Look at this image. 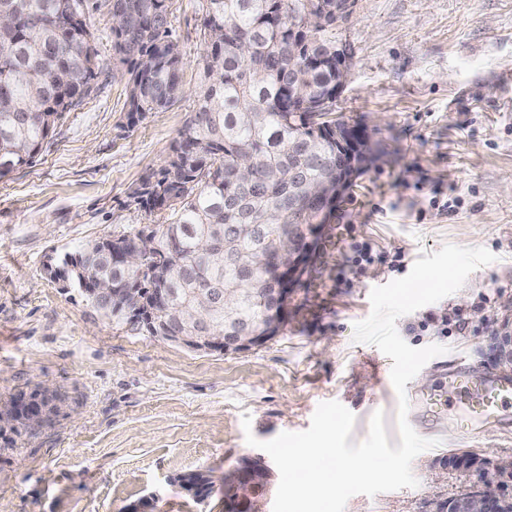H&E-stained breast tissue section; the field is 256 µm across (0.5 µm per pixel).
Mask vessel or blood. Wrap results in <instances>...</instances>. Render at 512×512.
Listing matches in <instances>:
<instances>
[{
    "mask_svg": "<svg viewBox=\"0 0 512 512\" xmlns=\"http://www.w3.org/2000/svg\"><path fill=\"white\" fill-rule=\"evenodd\" d=\"M432 417L448 418L459 435H480L484 423L512 430V374L489 368L476 374L465 366L453 367L440 390L417 402Z\"/></svg>",
    "mask_w": 512,
    "mask_h": 512,
    "instance_id": "1",
    "label": "vessel or blood"
}]
</instances>
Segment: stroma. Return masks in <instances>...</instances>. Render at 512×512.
<instances>
[{
  "instance_id": "1",
  "label": "stroma",
  "mask_w": 512,
  "mask_h": 512,
  "mask_svg": "<svg viewBox=\"0 0 512 512\" xmlns=\"http://www.w3.org/2000/svg\"><path fill=\"white\" fill-rule=\"evenodd\" d=\"M204 14V0H173L180 101L128 125L126 80L103 74L34 163L0 179V402L46 388L57 404L37 429L0 423V512H236L224 477L263 455L246 433L304 431L331 400L356 417L350 443L380 410L398 446L392 360L354 342V325L369 316L373 287L447 243L496 260L398 319L410 346L447 348L407 387L436 388L460 360L498 362L494 333L512 304V0H356L341 30L353 65L337 109L380 156L337 201L272 341L190 351L127 331L49 277L47 264L91 240L158 223L130 194L193 109ZM363 248L372 260L360 264ZM425 435L437 445L413 462L417 487L353 496L345 512H437L478 479L448 468V455L472 452L489 466L512 456V434L493 426L466 441L445 425ZM196 472L213 482L206 497L181 482Z\"/></svg>"
}]
</instances>
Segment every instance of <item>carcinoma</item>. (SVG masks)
<instances>
[{
  "label": "carcinoma",
  "instance_id": "cac0c4a2",
  "mask_svg": "<svg viewBox=\"0 0 512 512\" xmlns=\"http://www.w3.org/2000/svg\"><path fill=\"white\" fill-rule=\"evenodd\" d=\"M201 87L163 165L145 176L130 198L161 216L147 261L153 278L135 275L87 243L73 265L81 276L135 283L127 303L167 288L193 301L211 288H242L236 310L207 313L213 333L254 323L264 289L278 286L246 266L281 260L276 239L292 224H321L307 188L346 164L328 129L310 120L304 88L323 96L336 78L328 66L302 68L290 57L288 27L307 0H206ZM172 0H112V62L99 58L85 0H0V178L33 163L56 123L95 91L108 67L127 78L125 112L136 124L147 112L173 106L183 94V56L172 37ZM336 29L321 31L314 54L329 57ZM220 236L224 264L199 248ZM176 239L180 251H165Z\"/></svg>",
  "mask_w": 512,
  "mask_h": 512
}]
</instances>
